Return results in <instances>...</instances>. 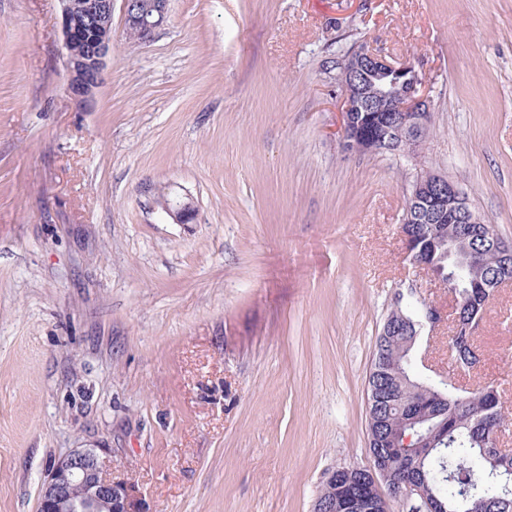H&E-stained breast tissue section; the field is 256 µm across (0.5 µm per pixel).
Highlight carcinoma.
Listing matches in <instances>:
<instances>
[{
	"instance_id": "carcinoma-1",
	"label": "carcinoma",
	"mask_w": 512,
	"mask_h": 512,
	"mask_svg": "<svg viewBox=\"0 0 512 512\" xmlns=\"http://www.w3.org/2000/svg\"><path fill=\"white\" fill-rule=\"evenodd\" d=\"M401 230L411 235L413 255L432 264L454 293L458 319L448 346L459 367H474L489 284L505 268L501 238L492 224L406 221ZM396 305L384 321L393 329L376 344L367 392L368 454L388 468L385 488L421 487L449 512H512V454L497 447L512 413L496 388L463 390L421 364L428 305L412 289L398 294ZM363 478L357 467L326 478L315 509L347 512L344 486Z\"/></svg>"
}]
</instances>
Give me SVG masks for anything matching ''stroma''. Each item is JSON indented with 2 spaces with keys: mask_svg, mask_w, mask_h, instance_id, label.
<instances>
[{
  "mask_svg": "<svg viewBox=\"0 0 512 512\" xmlns=\"http://www.w3.org/2000/svg\"><path fill=\"white\" fill-rule=\"evenodd\" d=\"M59 13L0 0V512H38L78 448L149 512H313L368 462L376 341L410 286L441 314L427 364L512 406V284L461 370L454 296L400 229L441 173L512 244V0H169L146 42L115 0L86 111ZM360 44L425 77L414 156L340 146L327 63ZM162 209L178 224H189L195 216V208L191 202L170 200L162 196L159 200ZM349 473H336L332 478L329 476L323 482L317 496L314 511L315 512H356L347 511L344 504V486L349 482L360 483L364 474L360 468L349 467Z\"/></svg>",
  "mask_w": 512,
  "mask_h": 512,
  "instance_id": "stroma-1",
  "label": "stroma"
}]
</instances>
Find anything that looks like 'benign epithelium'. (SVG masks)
Returning a JSON list of instances; mask_svg holds the SVG:
<instances>
[{"instance_id": "1", "label": "benign epithelium", "mask_w": 512, "mask_h": 512, "mask_svg": "<svg viewBox=\"0 0 512 512\" xmlns=\"http://www.w3.org/2000/svg\"><path fill=\"white\" fill-rule=\"evenodd\" d=\"M125 29L147 41L163 23L168 0H123ZM60 26L68 71L67 92L78 107L95 99L106 59L112 51L113 0H83V24L73 21V0H60ZM336 80L344 91L341 112V145L346 151L361 145L371 153L382 151L385 134L403 133L398 152L414 154L431 122L430 99L423 79L411 64L394 63L361 45L336 63ZM389 113L377 126L360 115ZM408 198L419 205V223L446 224L453 214L457 224H477L479 219L466 206L461 188L447 176L436 174L413 185ZM159 204L177 224L195 216L190 202L161 197ZM147 512L135 485L114 481L104 473L96 448H80L53 462L40 492L39 512Z\"/></svg>"}]
</instances>
